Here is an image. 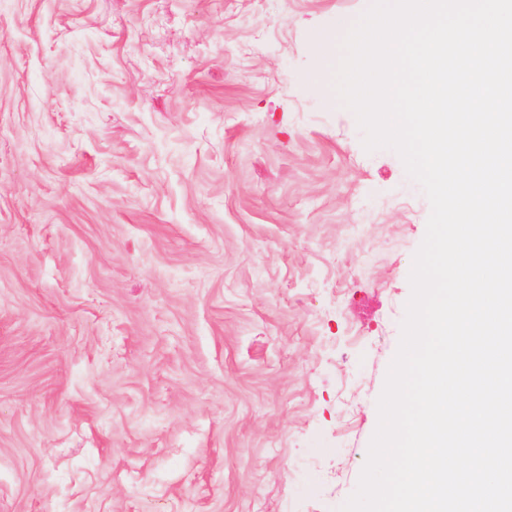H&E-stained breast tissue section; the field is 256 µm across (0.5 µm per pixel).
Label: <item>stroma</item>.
Wrapping results in <instances>:
<instances>
[{
  "label": "stroma",
  "instance_id": "35a3bbf8",
  "mask_svg": "<svg viewBox=\"0 0 512 512\" xmlns=\"http://www.w3.org/2000/svg\"><path fill=\"white\" fill-rule=\"evenodd\" d=\"M370 0H0V512H338L430 204L313 80Z\"/></svg>",
  "mask_w": 512,
  "mask_h": 512
}]
</instances>
